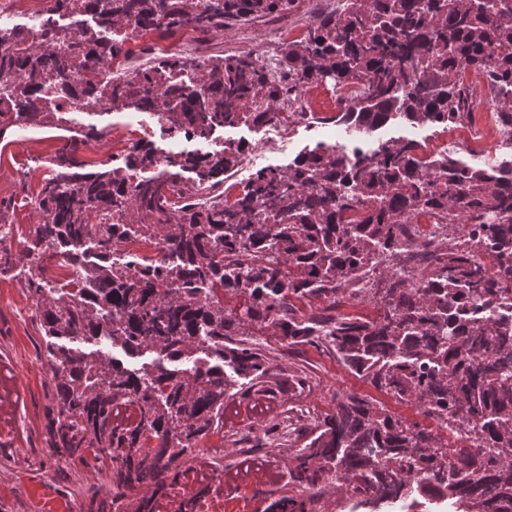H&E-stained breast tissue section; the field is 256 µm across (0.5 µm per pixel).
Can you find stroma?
I'll return each instance as SVG.
<instances>
[{
  "instance_id": "stroma-1",
  "label": "stroma",
  "mask_w": 512,
  "mask_h": 512,
  "mask_svg": "<svg viewBox=\"0 0 512 512\" xmlns=\"http://www.w3.org/2000/svg\"><path fill=\"white\" fill-rule=\"evenodd\" d=\"M274 21L248 23L242 33L206 36L180 31L172 35L150 32L123 46L126 55L144 58L146 53L188 43L208 46L210 53L275 49ZM144 120L132 110L91 118L82 112L68 115L67 127L20 130L0 150V200L9 202L11 233L4 246L12 261L0 273V369L10 381L0 389V512H87L90 499L108 482V471L93 455L68 462L46 449V406L54 390V375L44 356L45 336L36 303L27 289L26 240L41 214L35 198L48 173V159L65 155L95 169L109 154L121 153ZM104 127L96 143L73 144L74 129L88 124ZM263 349L269 370L279 383L275 400L282 407L303 404L312 417L333 413L336 398L345 393L376 396L366 380L348 372L335 355L323 347H288L279 333L268 329L252 336ZM307 377L299 385V377ZM270 418L248 414L225 434H211L195 448L191 461L159 512H267L271 501L288 496L298 500L308 493L289 481L293 452L281 432L270 429ZM273 462L278 476L242 477L253 457Z\"/></svg>"
}]
</instances>
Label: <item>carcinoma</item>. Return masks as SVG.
I'll use <instances>...</instances> for the list:
<instances>
[{"label":"carcinoma","mask_w":512,"mask_h":512,"mask_svg":"<svg viewBox=\"0 0 512 512\" xmlns=\"http://www.w3.org/2000/svg\"><path fill=\"white\" fill-rule=\"evenodd\" d=\"M294 2L211 0L203 9L201 0H51V10L84 11L93 23L70 36L49 26L0 27V47L10 49L0 55V75L13 77L0 98V139L64 121L63 103L51 108L41 92L68 73L80 83L60 93L79 97L81 110L151 113L171 138L256 123L264 113L249 105L277 103L278 89L253 53L199 63L202 101L172 82L184 67L175 55L102 90L97 67L123 51L102 31L135 19L162 35L189 27L218 34ZM440 2L424 9L416 0H345L335 17L285 45L281 67L304 87L368 80L363 99L336 115L358 135L396 119L462 122L466 69L487 71L498 122L512 125V94L498 91L512 83V12ZM422 150L404 138L349 150L318 142L283 170L257 172L231 208L221 186L238 160L233 143L212 153L180 150L162 164L151 143L92 171L57 157L36 198L42 220L27 253L54 252L69 275L57 284L36 264L27 282L56 380L47 451L112 465L106 494L88 512H157L198 443L224 428L229 399L273 392L263 352L243 340L269 327L290 345L326 347L436 424H412L373 398L344 395L288 470L312 494L274 500L270 512H313L326 481L339 484L350 512L408 500L446 501L448 512H512V319L492 311L512 300V157L484 166L454 152L432 161ZM432 166L446 173L439 185ZM312 185L315 194L306 192ZM114 211L122 223H112ZM427 211L460 223L417 242L407 221ZM129 226L163 244L172 261H112ZM480 246L493 252L494 270L479 260ZM226 292L240 298L237 307H224ZM340 296L371 300L376 317L335 313ZM315 301L322 306L304 311ZM99 338L128 358H158L131 368L75 345Z\"/></svg>","instance_id":"obj_1"}]
</instances>
